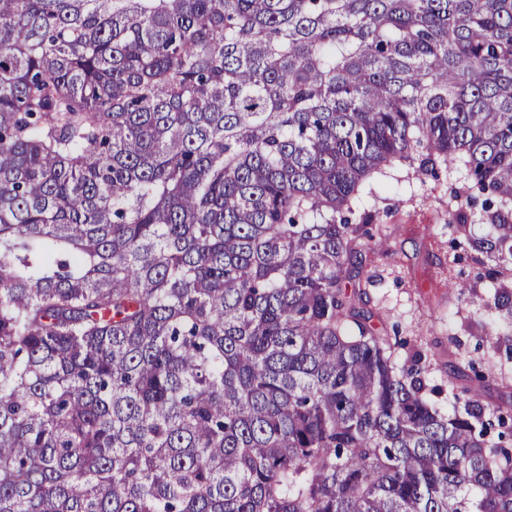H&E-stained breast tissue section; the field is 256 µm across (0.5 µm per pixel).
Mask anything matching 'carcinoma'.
Instances as JSON below:
<instances>
[{
  "label": "carcinoma",
  "mask_w": 512,
  "mask_h": 512,
  "mask_svg": "<svg viewBox=\"0 0 512 512\" xmlns=\"http://www.w3.org/2000/svg\"><path fill=\"white\" fill-rule=\"evenodd\" d=\"M401 162L512 312V0H0V512H512L347 286Z\"/></svg>",
  "instance_id": "obj_1"
}]
</instances>
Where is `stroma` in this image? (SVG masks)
<instances>
[{"label":"stroma","instance_id":"1","mask_svg":"<svg viewBox=\"0 0 512 512\" xmlns=\"http://www.w3.org/2000/svg\"><path fill=\"white\" fill-rule=\"evenodd\" d=\"M461 185L453 170L431 177L396 166L366 186L356 215L370 217L372 238L350 285L361 291L381 336L406 339L395 349L398 362L411 349L422 351L420 367L437 406L450 410L475 387L484 405L507 413L512 355L497 337L512 331V320L485 306L490 263L468 243L485 233L479 212L468 211L466 232L448 225L450 211L461 206L454 196Z\"/></svg>","mask_w":512,"mask_h":512}]
</instances>
